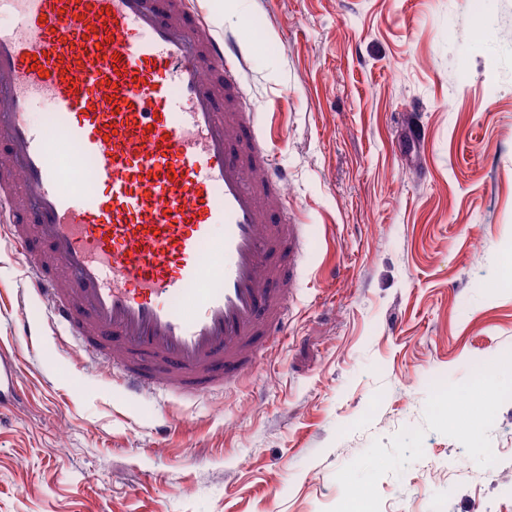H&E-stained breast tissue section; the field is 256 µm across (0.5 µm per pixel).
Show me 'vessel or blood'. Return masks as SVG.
I'll use <instances>...</instances> for the list:
<instances>
[{
    "label": "vessel or blood",
    "instance_id": "1",
    "mask_svg": "<svg viewBox=\"0 0 512 512\" xmlns=\"http://www.w3.org/2000/svg\"><path fill=\"white\" fill-rule=\"evenodd\" d=\"M3 16L0 218L45 251L30 288L127 394L238 385L259 341L288 334L304 226L237 41L188 0H0ZM39 100L96 190L65 183L29 118ZM16 375L0 350V408L23 395Z\"/></svg>",
    "mask_w": 512,
    "mask_h": 512
}]
</instances>
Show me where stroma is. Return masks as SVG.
Segmentation results:
<instances>
[{"mask_svg": "<svg viewBox=\"0 0 512 512\" xmlns=\"http://www.w3.org/2000/svg\"><path fill=\"white\" fill-rule=\"evenodd\" d=\"M198 5L308 226L288 338L233 391L126 395L48 324L0 222L25 392L0 409V512H340L348 478L375 512H512V366L474 434L430 386L512 355V0Z\"/></svg>", "mask_w": 512, "mask_h": 512, "instance_id": "stroma-1", "label": "stroma"}]
</instances>
